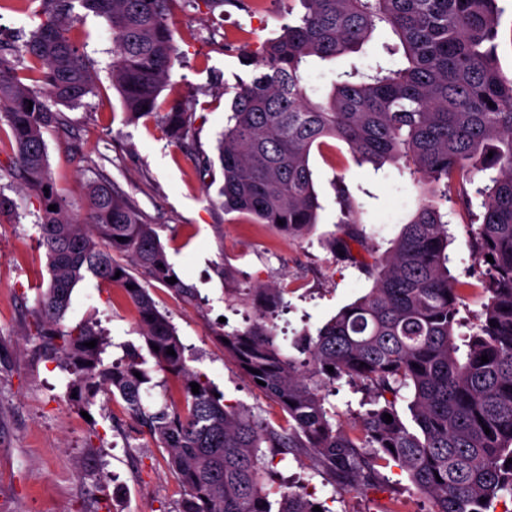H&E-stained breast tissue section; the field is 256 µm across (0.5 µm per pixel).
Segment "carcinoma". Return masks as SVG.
Wrapping results in <instances>:
<instances>
[{
	"mask_svg": "<svg viewBox=\"0 0 512 512\" xmlns=\"http://www.w3.org/2000/svg\"><path fill=\"white\" fill-rule=\"evenodd\" d=\"M183 2L43 0L35 30L0 39V152L38 202V244L50 274L34 311L39 349L73 375V402L88 407L100 392L120 398L168 452L185 488L179 512H313L316 505L330 512L303 490L265 489L277 477L266 457L289 454L336 492L378 489L379 468L394 464L430 497L433 512H495L512 501V77L497 53L498 0H300V16L246 53L257 72L234 87L217 140L224 210L290 238L307 235L321 209L310 155L331 139L347 143L359 163L408 170L422 189L416 214L379 255L339 177L342 218L329 246L372 278V288L290 347L267 320L284 307L281 288L257 289L264 305L250 324L218 334L242 371H260L248 377L286 414L288 426L279 430L224 403L217 386L185 364L186 346L148 292L150 282L174 276L155 225L102 174L86 184L83 204L73 202L48 161L45 132L68 123L55 106L76 105L94 89L75 29L77 6L112 29V85L127 118L153 120L183 144L195 122L191 100L174 91L159 105L179 58L172 19ZM379 28L397 38L403 67H353L337 74L326 100L308 96L309 63L356 53ZM30 74L41 86L25 83ZM477 173L484 177L475 190L482 214L474 218L473 254L485 266L489 298L484 321L464 336L461 358L443 203L453 193L473 210L466 184ZM86 272L118 286L135 307L155 369L181 381L182 406L144 405L151 377L140 350L126 344V354L108 363L97 324H61ZM92 340L95 347L85 346ZM342 378L363 391L361 405H371L359 415L356 437L330 411L331 387ZM404 388L412 393V427L396 408Z\"/></svg>",
	"mask_w": 512,
	"mask_h": 512,
	"instance_id": "carcinoma-1",
	"label": "carcinoma"
}]
</instances>
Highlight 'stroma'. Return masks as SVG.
Listing matches in <instances>:
<instances>
[{"label":"stroma","instance_id":"stroma-1","mask_svg":"<svg viewBox=\"0 0 512 512\" xmlns=\"http://www.w3.org/2000/svg\"><path fill=\"white\" fill-rule=\"evenodd\" d=\"M301 4L267 0L252 14L227 4L209 12L188 0L173 21L181 52L168 83L197 95L196 121L186 146L171 142L155 122H129L112 85V30L104 18L89 15L79 25L82 50L95 65L94 91L80 105L66 108L64 131L45 134L57 185L80 197L85 184L107 175L158 227L160 241L176 276L196 289L202 304L183 302L167 286L148 291L186 345V363L215 383L226 403L259 412L272 426L283 425L279 406L268 399L224 356L215 335L243 328L246 309L227 296L225 265L236 270L235 288H286L287 307L275 322L279 337L293 341L316 330L373 285L353 265L336 259L328 241L337 232L340 205L334 183L344 178L361 226L378 252H386L414 217L419 192L408 172L387 164L357 165L350 147L331 142L312 151L310 168L322 208L306 237L291 239L267 224L217 207L221 168L200 177L197 152L215 155L227 121L225 86L251 73L241 61L277 36L289 12ZM394 35L376 30L356 53L309 64L305 87L314 99L327 98L335 76L350 67L368 71L376 63L398 68L402 53H387ZM0 191L15 204L12 221L0 224V512H178L184 489L171 473L168 454L139 433L122 400L98 394L80 409L69 397L70 375L37 349L33 310L49 271L37 240V201L11 175L0 176ZM451 275L460 283L459 315L467 332L477 331L488 296L481 288L472 255L471 217L448 212ZM137 314L116 286L85 275L74 287L65 327L100 324L112 342L108 359L121 357V344L143 347ZM285 482L299 485L332 512H428V501L399 468H384L382 492L334 494L323 479L286 457L276 466Z\"/></svg>","mask_w":512,"mask_h":512}]
</instances>
